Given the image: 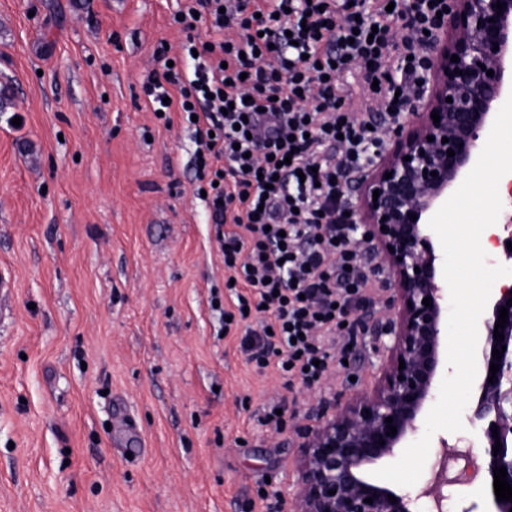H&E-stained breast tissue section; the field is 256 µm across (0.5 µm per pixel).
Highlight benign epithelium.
Here are the masks:
<instances>
[{
  "label": "benign epithelium",
  "mask_w": 512,
  "mask_h": 512,
  "mask_svg": "<svg viewBox=\"0 0 512 512\" xmlns=\"http://www.w3.org/2000/svg\"><path fill=\"white\" fill-rule=\"evenodd\" d=\"M498 2L505 4L501 13ZM438 11L441 18L420 40L425 56L419 82L404 86L405 111L384 130L391 147L376 142L373 155L354 173L355 205L347 209V216L342 210L336 212V223L363 228L361 239L351 241L352 246L377 244L378 263L393 284L383 301L386 322L375 342V351L386 352V364L374 392L352 391L324 412L317 426L294 428L300 477L291 512H413L412 506L421 498L440 509L444 488L455 483L448 462L464 453L442 441L438 467L414 497L369 475L372 465L394 456L408 436L418 431L440 365L446 292L428 221L447 200L448 190L460 183L477 160L496 103L512 92V0H441ZM453 55L459 61H450ZM448 97L452 102L446 101ZM434 111L440 116L437 124L431 118ZM429 136L434 140H427ZM444 137L448 142H442ZM449 149L454 156H447ZM406 156L411 160H404ZM432 171L437 176L430 175ZM387 173L392 177H385ZM412 214L417 215L414 221ZM427 297L432 298L428 307L423 304ZM511 298L512 285L502 286L478 323L481 348L473 423L483 441L488 474L504 467L512 485V305L504 340L493 337L499 310ZM386 337L390 342L384 341ZM503 344L506 350L501 359L493 358V348ZM492 363L499 364L494 375L489 372ZM491 375L492 383L488 382ZM388 417L397 429L393 436L386 435ZM494 424L497 440L492 437ZM381 439L382 445L378 444ZM497 441L500 452L495 453ZM331 490L335 494H329ZM390 495L396 502L388 500ZM367 498L373 503H366Z\"/></svg>",
  "instance_id": "obj_1"
}]
</instances>
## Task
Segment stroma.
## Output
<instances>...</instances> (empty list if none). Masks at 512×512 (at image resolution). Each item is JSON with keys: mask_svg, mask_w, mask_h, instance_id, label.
Listing matches in <instances>:
<instances>
[{"mask_svg": "<svg viewBox=\"0 0 512 512\" xmlns=\"http://www.w3.org/2000/svg\"><path fill=\"white\" fill-rule=\"evenodd\" d=\"M175 0H0V512H270L294 491L288 430L381 376L370 273L312 386L257 371L221 333L217 227L191 132L148 106L153 53H181ZM20 125H13V118ZM367 362L345 367L349 351ZM284 408L286 427L261 418ZM484 480L444 512H490Z\"/></svg>", "mask_w": 512, "mask_h": 512, "instance_id": "35a3bbf8", "label": "stroma"}]
</instances>
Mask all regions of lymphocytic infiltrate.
Masks as SVG:
<instances>
[{
	"mask_svg": "<svg viewBox=\"0 0 512 512\" xmlns=\"http://www.w3.org/2000/svg\"><path fill=\"white\" fill-rule=\"evenodd\" d=\"M176 0L186 72L165 69L150 108L180 114L192 131L195 178L222 225L225 268L238 307L257 324L242 341L257 367L318 383L332 360L327 337L364 285L345 226L325 224L373 137L372 100L401 112L400 74L417 73L414 37L433 21L430 0ZM404 33L395 37L392 21ZM206 22L205 35L196 32ZM402 51L392 54L393 42ZM371 85L354 97L344 74Z\"/></svg>",
	"mask_w": 512,
	"mask_h": 512,
	"instance_id": "lymphocytic-infiltrate-1",
	"label": "lymphocytic infiltrate"
}]
</instances>
